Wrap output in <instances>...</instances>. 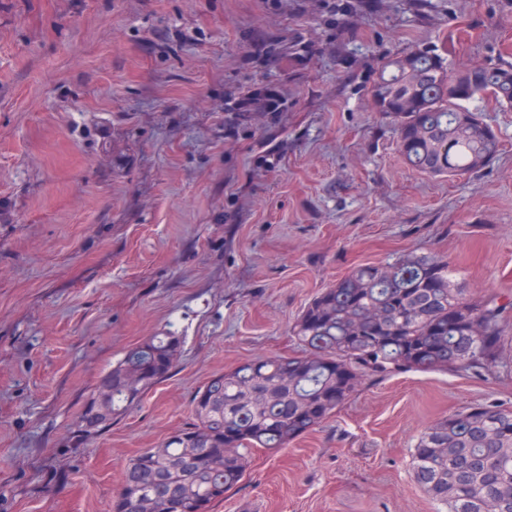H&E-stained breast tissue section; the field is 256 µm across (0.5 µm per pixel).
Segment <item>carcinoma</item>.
I'll return each mask as SVG.
<instances>
[{
    "instance_id": "obj_1",
    "label": "carcinoma",
    "mask_w": 512,
    "mask_h": 512,
    "mask_svg": "<svg viewBox=\"0 0 512 512\" xmlns=\"http://www.w3.org/2000/svg\"><path fill=\"white\" fill-rule=\"evenodd\" d=\"M399 152L432 176L480 171L497 157L493 129L468 103L512 111V63L451 69L435 50L385 57L372 89ZM512 300L464 297L448 261L407 255L362 266L319 293L292 332L304 352L243 363L193 398L194 421L123 467L114 512H212L245 477L247 451L280 449L328 420L365 376L466 371L499 362ZM182 337L151 336L126 352L80 417L96 432L170 376ZM415 482L436 512H512V409L476 404L437 420L412 452Z\"/></svg>"
}]
</instances>
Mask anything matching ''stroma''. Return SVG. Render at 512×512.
Returning <instances> with one entry per match:
<instances>
[{
  "instance_id": "obj_1",
  "label": "stroma",
  "mask_w": 512,
  "mask_h": 512,
  "mask_svg": "<svg viewBox=\"0 0 512 512\" xmlns=\"http://www.w3.org/2000/svg\"><path fill=\"white\" fill-rule=\"evenodd\" d=\"M512 62V0H0V512H113L124 464L187 427L236 366L360 266L447 258L466 297L512 295V112L472 176L406 165L371 89L389 55ZM274 92V111L241 100ZM177 367L84 440L132 347ZM512 408V316L484 377L364 378L316 431L252 449L213 512H434L411 452L474 404Z\"/></svg>"
}]
</instances>
